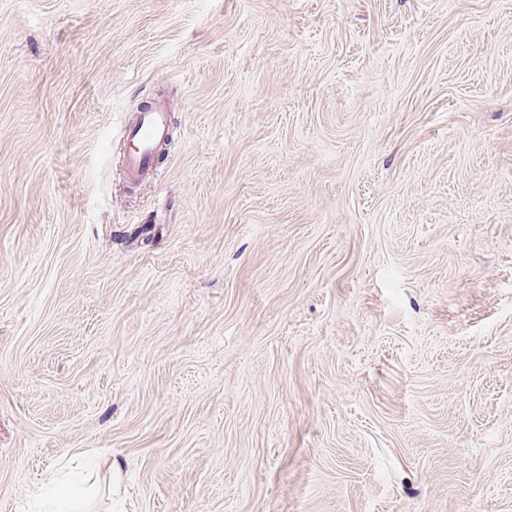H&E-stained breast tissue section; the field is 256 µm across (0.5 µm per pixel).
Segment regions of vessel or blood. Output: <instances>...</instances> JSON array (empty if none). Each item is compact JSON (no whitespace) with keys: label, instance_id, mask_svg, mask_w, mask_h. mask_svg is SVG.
I'll use <instances>...</instances> for the list:
<instances>
[{"label":"vessel or blood","instance_id":"b4317fda","mask_svg":"<svg viewBox=\"0 0 512 512\" xmlns=\"http://www.w3.org/2000/svg\"><path fill=\"white\" fill-rule=\"evenodd\" d=\"M169 134V108L164 100L155 99L140 112L138 122L124 131V171L128 182L137 183L154 166L156 152L166 143Z\"/></svg>","mask_w":512,"mask_h":512}]
</instances>
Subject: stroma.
I'll return each mask as SVG.
<instances>
[{"instance_id": "1", "label": "stroma", "mask_w": 512, "mask_h": 512, "mask_svg": "<svg viewBox=\"0 0 512 512\" xmlns=\"http://www.w3.org/2000/svg\"><path fill=\"white\" fill-rule=\"evenodd\" d=\"M79 456L89 512H512V0H0V512ZM169 134V108L164 100L155 99L140 112L138 122L124 130V171L128 182L137 183L154 166L156 151L166 143Z\"/></svg>"}]
</instances>
